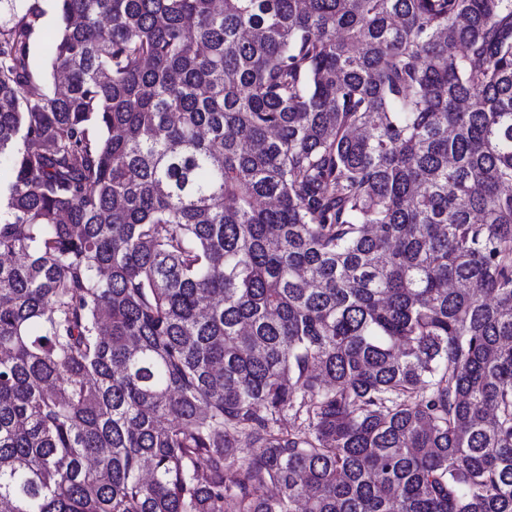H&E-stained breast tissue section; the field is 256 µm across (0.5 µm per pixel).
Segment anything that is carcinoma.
I'll return each instance as SVG.
<instances>
[{
	"instance_id": "cac0c4a2",
	"label": "carcinoma",
	"mask_w": 512,
	"mask_h": 512,
	"mask_svg": "<svg viewBox=\"0 0 512 512\" xmlns=\"http://www.w3.org/2000/svg\"><path fill=\"white\" fill-rule=\"evenodd\" d=\"M4 2L0 512H512V0ZM44 4L47 13L43 18V32L33 49V61L37 66L43 65L50 57L58 30V21L52 7V2L47 0Z\"/></svg>"
}]
</instances>
